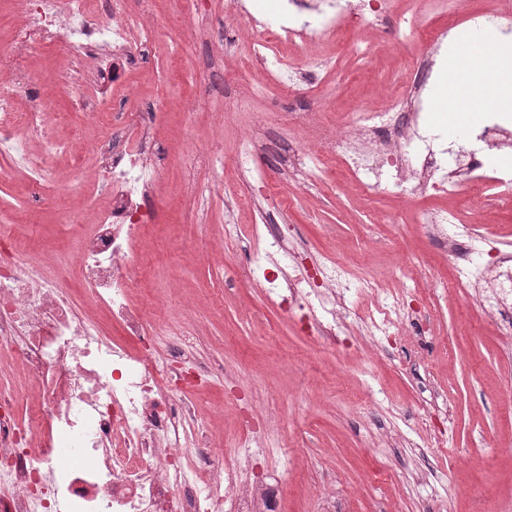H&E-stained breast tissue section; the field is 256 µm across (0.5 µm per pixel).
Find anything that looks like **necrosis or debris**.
<instances>
[{"label":"necrosis or debris","instance_id":"obj_1","mask_svg":"<svg viewBox=\"0 0 512 512\" xmlns=\"http://www.w3.org/2000/svg\"><path fill=\"white\" fill-rule=\"evenodd\" d=\"M13 21L27 52L40 43L77 54L96 48L119 56L147 48L151 27L132 23L123 0H113L112 21L102 24L85 0H12ZM288 21L257 32L252 51L269 78L268 56L286 42L296 52L346 28L385 26L394 0H341L326 10L320 0H287ZM435 66L434 57L411 60L403 99L380 110L358 109L320 133L324 159L351 171L362 186L391 176L406 194L432 188L453 194L462 185L512 194V174L489 168L491 150L512 149V127L488 122L470 134L467 149L445 155L420 146V110ZM43 101L27 116L15 99L0 95V148L31 172L28 203L40 204L55 191L47 180L57 155L34 154L31 140L43 137ZM102 127L91 144L96 180L110 204L83 217L77 244L58 258L59 273L44 274L33 257L8 248L0 235V357L22 369L33 394L0 384V512H275L266 483L255 496L238 491V476L198 422L188 391L212 384L218 367L195 361L189 340L164 338L159 323L131 299L135 257L149 215L141 206L152 183L153 164L122 140L124 112L102 104L84 112ZM425 228L446 242L460 277L497 293L512 306V250H496L490 264L472 273L486 237L451 210H428ZM264 250L279 271L267 300L298 315L311 310L308 331L326 344L336 341L339 317L323 307L329 278L321 268L293 274L298 258L288 248L285 228L265 235ZM77 267L84 301L105 310L120 330L108 336L93 317L78 312L63 272Z\"/></svg>","mask_w":512,"mask_h":512}]
</instances>
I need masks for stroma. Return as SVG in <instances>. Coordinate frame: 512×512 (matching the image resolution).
Here are the masks:
<instances>
[{"label":"stroma","mask_w":512,"mask_h":512,"mask_svg":"<svg viewBox=\"0 0 512 512\" xmlns=\"http://www.w3.org/2000/svg\"><path fill=\"white\" fill-rule=\"evenodd\" d=\"M246 11L188 15V0H125L133 19L150 24L148 52L105 58L102 70L46 45L33 61L37 89L50 104L47 137L87 153L91 134L83 105L100 100L133 112L124 137L159 150L153 194L150 280L136 294L168 291L169 335L190 334L199 362L224 365V383L195 391L200 418L217 447L260 463L265 482L281 490L280 512H512V346L502 323L489 320L492 300L457 283L452 263L419 222L425 209L454 206L462 222L484 211L489 248L512 239V208L461 188L447 197L429 190L404 196L390 184L360 191L334 163L309 164L291 176L261 162L253 179H236L243 141L278 138L285 147L316 149L314 133L288 116L287 89L270 82L251 59L248 33L278 26L279 0H246ZM415 0H399L386 27L347 29L299 55L280 44L290 67L317 64L323 83L306 99L328 126L348 112L378 109L399 97L409 58L430 54L425 41L404 38ZM496 0L426 10L424 24L447 33ZM239 31L214 58L210 39ZM153 115L143 133L137 113ZM25 221L28 173L0 156V225L20 224L34 256L64 246L78 215L62 186ZM265 184L277 203L272 223L291 229L290 243L311 263L336 272L352 316L335 346L306 335L299 319L265 302L241 276L258 272L254 226L266 206L252 192ZM238 236L224 243V227ZM191 306V322L177 311ZM429 318L432 347L415 329L384 335L371 319L405 304Z\"/></svg>","instance_id":"obj_1"}]
</instances>
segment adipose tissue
Instances as JSON below:
<instances>
[{
	"label": "adipose tissue",
	"mask_w": 512,
	"mask_h": 512,
	"mask_svg": "<svg viewBox=\"0 0 512 512\" xmlns=\"http://www.w3.org/2000/svg\"><path fill=\"white\" fill-rule=\"evenodd\" d=\"M452 74L441 93L449 121L468 111L512 112V44L485 29L476 46L462 47L448 58Z\"/></svg>",
	"instance_id": "1"
}]
</instances>
